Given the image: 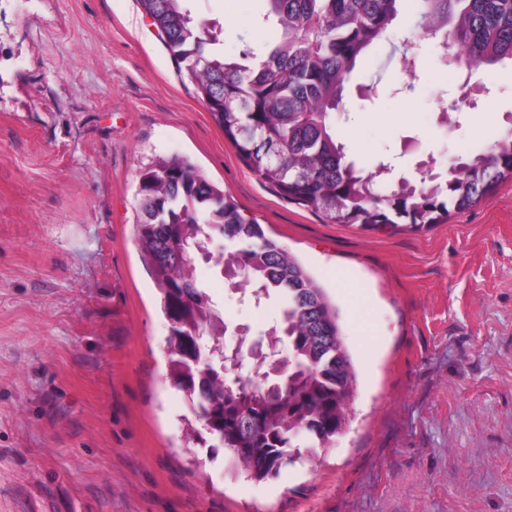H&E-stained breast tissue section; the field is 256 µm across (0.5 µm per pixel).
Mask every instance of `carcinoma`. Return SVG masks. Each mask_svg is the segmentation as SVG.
Listing matches in <instances>:
<instances>
[{
    "mask_svg": "<svg viewBox=\"0 0 512 512\" xmlns=\"http://www.w3.org/2000/svg\"><path fill=\"white\" fill-rule=\"evenodd\" d=\"M189 0H137L164 34L240 160L280 198L330 224L377 228L442 224L512 179V135L448 165L445 174L394 180L384 161L357 168L336 138V112L358 59L387 38L399 0H264L279 39L224 53L223 29L192 16ZM419 28L443 60L471 75L512 61V0H419ZM138 246L168 322L167 378L188 402L189 439L222 448L239 470L275 479L302 444L325 448L347 423L356 384L336 307L237 201L187 159L160 157L139 179ZM222 268L259 306L283 291L288 305L268 335L288 340L281 375L265 365L236 380L224 372L223 316L194 276L198 261Z\"/></svg>",
    "mask_w": 512,
    "mask_h": 512,
    "instance_id": "carcinoma-1",
    "label": "carcinoma"
}]
</instances>
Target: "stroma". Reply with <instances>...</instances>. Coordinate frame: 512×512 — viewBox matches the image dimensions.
Returning <instances> with one entry per match:
<instances>
[{
  "instance_id": "35a3bbf8",
  "label": "stroma",
  "mask_w": 512,
  "mask_h": 512,
  "mask_svg": "<svg viewBox=\"0 0 512 512\" xmlns=\"http://www.w3.org/2000/svg\"><path fill=\"white\" fill-rule=\"evenodd\" d=\"M225 52L264 45L262 0H193ZM408 76L383 41L361 57L336 135L399 176L512 131V64L474 73L399 0ZM475 106L440 120L460 90ZM188 159L233 195L338 312L356 385L345 430L280 476L196 463L168 325L138 248L139 174ZM196 275L228 325L267 324ZM0 512H512V180L444 224H328L275 195L182 78L137 0H0Z\"/></svg>"
}]
</instances>
